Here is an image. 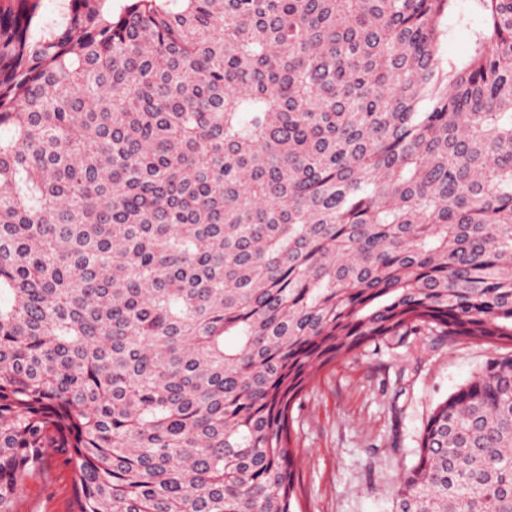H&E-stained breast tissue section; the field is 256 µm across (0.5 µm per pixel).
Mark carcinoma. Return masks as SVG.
<instances>
[{
  "label": "carcinoma",
  "instance_id": "carcinoma-1",
  "mask_svg": "<svg viewBox=\"0 0 512 512\" xmlns=\"http://www.w3.org/2000/svg\"><path fill=\"white\" fill-rule=\"evenodd\" d=\"M0 0V512H294L317 370L422 327L512 344V0ZM391 512H512V354ZM483 15L475 0H455L453 9L445 19L448 36L442 40L440 56L444 62L459 64L472 44L473 32L483 26ZM74 476L66 456L52 452L25 481L15 502L16 512H75Z\"/></svg>",
  "mask_w": 512,
  "mask_h": 512
}]
</instances>
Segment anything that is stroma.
I'll use <instances>...</instances> for the list:
<instances>
[{
    "instance_id": "1",
    "label": "stroma",
    "mask_w": 512,
    "mask_h": 512,
    "mask_svg": "<svg viewBox=\"0 0 512 512\" xmlns=\"http://www.w3.org/2000/svg\"><path fill=\"white\" fill-rule=\"evenodd\" d=\"M443 60L461 62L483 25L475 0H455ZM512 346L451 340L421 329L403 344L365 350L316 372L291 413L301 512H389L399 473L411 465L436 405ZM16 512H76L75 479L52 452L28 478Z\"/></svg>"
}]
</instances>
